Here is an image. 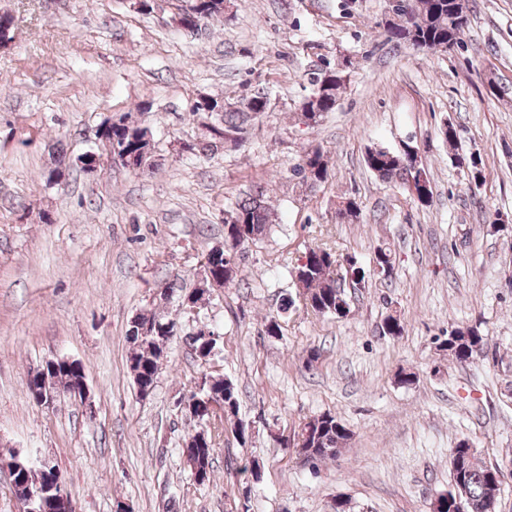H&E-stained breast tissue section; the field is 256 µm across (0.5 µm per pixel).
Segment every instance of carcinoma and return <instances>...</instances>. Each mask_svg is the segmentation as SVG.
I'll return each instance as SVG.
<instances>
[{"label":"carcinoma","instance_id":"carcinoma-1","mask_svg":"<svg viewBox=\"0 0 512 512\" xmlns=\"http://www.w3.org/2000/svg\"><path fill=\"white\" fill-rule=\"evenodd\" d=\"M405 8L401 13L403 23L397 24L388 30L389 40L407 42L413 48L421 51L443 50L458 43L464 33V25L455 24L452 17L457 10L468 8L466 0H404ZM224 17V0H201L199 15L196 24H213ZM335 71L324 65L322 69L314 73L312 82L316 86L313 94L304 100L305 106L313 112L314 122H319L325 113L332 112L336 108L340 90L343 84L333 78ZM267 99L260 93L254 94L242 102V107L225 109L208 127V147L215 150L223 146L227 139L241 140L246 132V124L258 114L266 111ZM117 146L122 151L135 155L134 163L148 164L151 156V145L142 141L143 135L139 127L128 124L116 127L112 131ZM367 168L379 179L391 182L399 181L403 184L409 182V171L403 164L400 152L388 148H376L369 151L365 157ZM295 174L302 175L303 181L320 183L327 178L328 161L324 153L313 148L307 150L301 163L294 169ZM241 220L249 226V231L254 239L258 240L265 235L269 224L273 223V215L264 201V194L255 196L236 205L228 216L224 218V228L232 229L235 221ZM309 266L306 268L303 280L305 300L312 310L318 314H334L347 316L350 313V304L344 289L332 276L340 261L332 249L315 246L306 252ZM127 338L132 345L128 362L134 372L136 387H152L156 383L159 362L162 358V338L154 336H142L136 328L128 329ZM442 348L450 352V355L459 360L467 361L476 357L487 356V339L475 328H456L443 342ZM82 378L79 371L69 368H59L48 373V378L42 380V387L46 390L62 392L68 386L73 385ZM312 431L308 442L315 448L313 453L317 462H322L336 456L341 448L346 445L349 433L336 416L326 413V416H315L298 426L296 436L304 435L306 431ZM225 428L214 425L208 432L209 447L204 449V461L199 463L202 479H207L212 471V460L217 445V440L224 437ZM462 461L460 467L449 470L451 490L448 491V500L455 501L457 490H463L464 501L468 512H490L496 500L500 481L495 478L493 467L488 466L473 455L467 459V452L462 446L450 450L449 464ZM27 467L22 480L15 481V493L24 495L30 486L49 483V476L54 469L38 470L27 466V462L11 457L9 465Z\"/></svg>","mask_w":512,"mask_h":512}]
</instances>
